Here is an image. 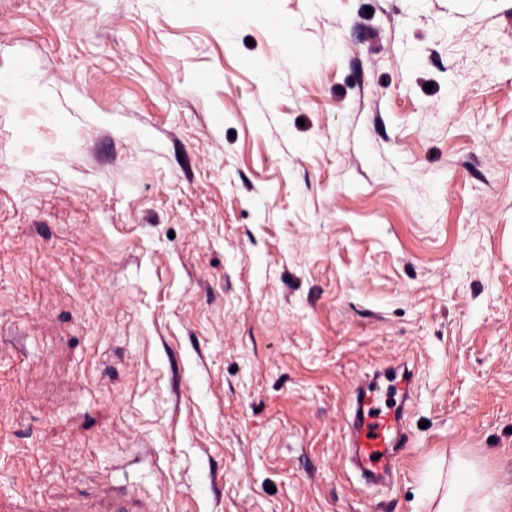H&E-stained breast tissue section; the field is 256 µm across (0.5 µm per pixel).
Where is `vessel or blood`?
I'll return each mask as SVG.
<instances>
[{"label": "vessel or blood", "instance_id": "obj_1", "mask_svg": "<svg viewBox=\"0 0 512 512\" xmlns=\"http://www.w3.org/2000/svg\"><path fill=\"white\" fill-rule=\"evenodd\" d=\"M414 393L415 372L405 362L373 368L353 391L345 415L348 459L365 484L392 481L409 443L405 420Z\"/></svg>", "mask_w": 512, "mask_h": 512}]
</instances>
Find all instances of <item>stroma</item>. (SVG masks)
Listing matches in <instances>:
<instances>
[{
    "mask_svg": "<svg viewBox=\"0 0 512 512\" xmlns=\"http://www.w3.org/2000/svg\"><path fill=\"white\" fill-rule=\"evenodd\" d=\"M20 60L0 512H425L439 454L512 493V0H0ZM402 361L368 487L345 409ZM414 384L415 372L407 362L389 364L373 368L351 395L345 415L348 459L367 485L391 482L398 453L408 447L405 420Z\"/></svg>",
    "mask_w": 512,
    "mask_h": 512,
    "instance_id": "obj_1",
    "label": "stroma"
}]
</instances>
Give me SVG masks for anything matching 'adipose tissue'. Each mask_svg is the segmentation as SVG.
<instances>
[{"label":"adipose tissue","instance_id":"1","mask_svg":"<svg viewBox=\"0 0 512 512\" xmlns=\"http://www.w3.org/2000/svg\"><path fill=\"white\" fill-rule=\"evenodd\" d=\"M503 491L478 465L452 463L437 472L428 495L429 512H500Z\"/></svg>","mask_w":512,"mask_h":512}]
</instances>
